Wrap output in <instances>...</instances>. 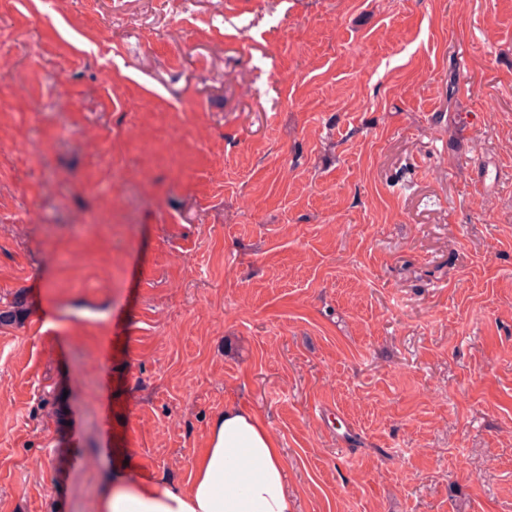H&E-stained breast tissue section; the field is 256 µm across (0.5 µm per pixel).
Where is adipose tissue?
I'll return each instance as SVG.
<instances>
[{"label": "adipose tissue", "instance_id": "1", "mask_svg": "<svg viewBox=\"0 0 512 512\" xmlns=\"http://www.w3.org/2000/svg\"><path fill=\"white\" fill-rule=\"evenodd\" d=\"M120 463L106 477L98 512H293L281 450L256 414L231 405L210 425L188 487L137 479Z\"/></svg>", "mask_w": 512, "mask_h": 512}]
</instances>
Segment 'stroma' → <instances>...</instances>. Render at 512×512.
Returning a JSON list of instances; mask_svg holds the SVG:
<instances>
[{
    "label": "stroma",
    "mask_w": 512,
    "mask_h": 512,
    "mask_svg": "<svg viewBox=\"0 0 512 512\" xmlns=\"http://www.w3.org/2000/svg\"><path fill=\"white\" fill-rule=\"evenodd\" d=\"M1 57L0 512L230 404L296 512H512V0H0Z\"/></svg>",
    "instance_id": "1"
}]
</instances>
